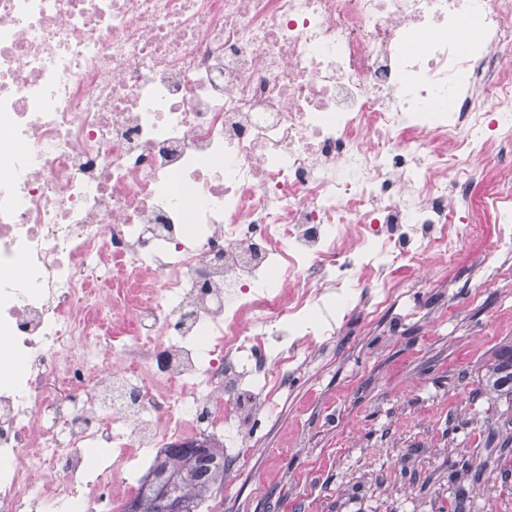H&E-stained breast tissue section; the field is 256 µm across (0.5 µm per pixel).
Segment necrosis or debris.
I'll return each mask as SVG.
<instances>
[{
    "label": "necrosis or debris",
    "mask_w": 512,
    "mask_h": 512,
    "mask_svg": "<svg viewBox=\"0 0 512 512\" xmlns=\"http://www.w3.org/2000/svg\"><path fill=\"white\" fill-rule=\"evenodd\" d=\"M485 166L512 251V0H0V512L240 459Z\"/></svg>",
    "instance_id": "necrosis-or-debris-1"
}]
</instances>
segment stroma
Instances as JSON below:
<instances>
[{
	"label": "stroma",
	"instance_id": "1",
	"mask_svg": "<svg viewBox=\"0 0 512 512\" xmlns=\"http://www.w3.org/2000/svg\"><path fill=\"white\" fill-rule=\"evenodd\" d=\"M484 185L462 214L482 224L453 268L424 276L377 324L350 320L318 368L292 374L275 422L201 512H512V400L487 393L484 366L512 341V253L490 257ZM479 480H472V472Z\"/></svg>",
	"mask_w": 512,
	"mask_h": 512
}]
</instances>
